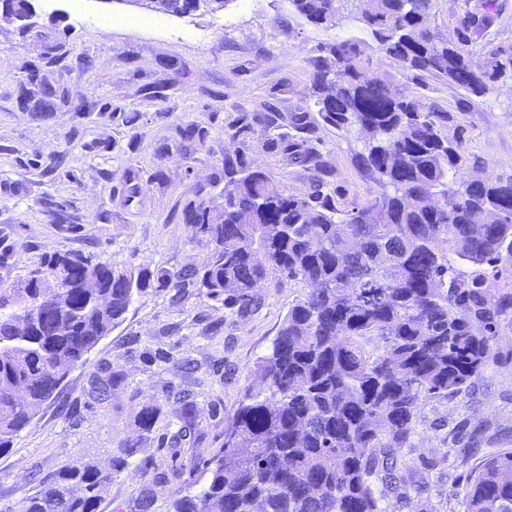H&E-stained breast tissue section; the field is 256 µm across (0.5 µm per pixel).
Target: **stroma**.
Returning a JSON list of instances; mask_svg holds the SVG:
<instances>
[{
  "label": "stroma",
  "mask_w": 512,
  "mask_h": 512,
  "mask_svg": "<svg viewBox=\"0 0 512 512\" xmlns=\"http://www.w3.org/2000/svg\"><path fill=\"white\" fill-rule=\"evenodd\" d=\"M497 5L490 27L468 33L476 63L487 43L512 44V0ZM35 8L31 28L0 22V282L54 254L121 269L201 267L210 247L182 212L221 207L228 154L269 172L282 194L311 192L310 171L286 151L288 115L314 112L309 61L335 36L363 39L355 23L314 26L288 0H230L224 12L185 16L119 0H35ZM373 62L402 93L447 113L445 132L462 157L457 179L512 178L511 77L476 95L380 52ZM43 84L63 96L55 112L18 105L21 90ZM309 144L330 163L327 182L343 202L374 189L358 163V131L321 122ZM301 293L300 283L271 280L262 308L242 314L195 288L178 299L147 289L0 453V512H20L63 465L110 467L137 436L136 406L148 400L159 404V421L102 489L98 512H139L145 495L153 512H173L176 499L204 486V461L223 448L257 359ZM494 351L466 393L421 403L401 451L421 488L376 480L384 512H463L462 454L512 448V325H502ZM114 373L119 387L101 398L96 383ZM179 385L195 393L188 433L165 403ZM158 469L167 481H154Z\"/></svg>",
  "instance_id": "35a3bbf8"
}]
</instances>
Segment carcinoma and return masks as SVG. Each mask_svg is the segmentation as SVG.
Listing matches in <instances>:
<instances>
[{
	"mask_svg": "<svg viewBox=\"0 0 512 512\" xmlns=\"http://www.w3.org/2000/svg\"><path fill=\"white\" fill-rule=\"evenodd\" d=\"M173 15L224 11L231 0H167ZM295 14L332 29L349 0H289ZM467 11L457 34L433 25L432 0H368L349 16L379 51L405 67L482 94L512 75V45L489 44L484 68L469 71L462 33L488 27L496 0ZM318 113L363 135L358 153L376 182L360 203L339 207L324 192L323 157L307 139L288 141L292 161L318 174L305 196L267 193L271 176L241 155L224 157V203L201 202L184 221L211 245L199 270H116L82 256H50L20 281L0 285V453L59 391L64 372L84 364L152 284L177 293L191 285L238 310L261 305L269 279L298 281L270 351L255 365L228 424L233 444L204 461L205 486L173 512H384L374 478L395 476L421 402L468 389L494 358L500 323L512 317V289L458 278L455 262L512 267V179L457 181L461 155L444 133L448 116L409 98L379 72L361 42L336 37L310 61ZM54 91L21 105L52 112ZM288 124L312 133L307 112ZM25 387L28 402L15 396ZM185 426L196 410L184 389L166 391ZM160 411L140 403L139 436L114 460L135 456ZM112 478L94 464L64 465L20 512H97ZM464 512H512V448L471 464Z\"/></svg>",
	"mask_w": 512,
	"mask_h": 512,
	"instance_id": "cac0c4a2",
	"label": "carcinoma"
}]
</instances>
